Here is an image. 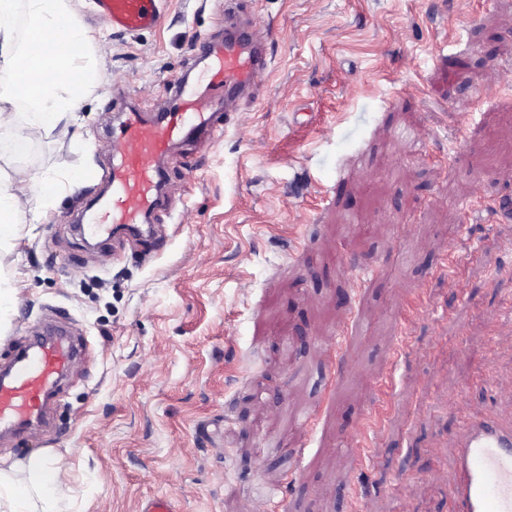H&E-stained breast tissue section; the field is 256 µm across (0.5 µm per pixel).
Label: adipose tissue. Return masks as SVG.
Returning a JSON list of instances; mask_svg holds the SVG:
<instances>
[{"label":"adipose tissue","mask_w":512,"mask_h":512,"mask_svg":"<svg viewBox=\"0 0 512 512\" xmlns=\"http://www.w3.org/2000/svg\"><path fill=\"white\" fill-rule=\"evenodd\" d=\"M22 7L29 35L19 44L14 30ZM92 41L90 30L75 19L74 0H0V132L12 127L19 109L48 131L68 122L97 82L95 68L75 64ZM83 179L79 171L60 182L20 169L1 180L0 247L15 237L24 215L52 207L64 184ZM69 466L66 456L56 454L24 464L22 483L0 477V512H61L67 492L58 476Z\"/></svg>","instance_id":"obj_1"}]
</instances>
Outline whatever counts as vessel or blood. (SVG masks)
I'll return each mask as SVG.
<instances>
[{
	"label": "vessel or blood",
	"instance_id": "b4317fda",
	"mask_svg": "<svg viewBox=\"0 0 512 512\" xmlns=\"http://www.w3.org/2000/svg\"><path fill=\"white\" fill-rule=\"evenodd\" d=\"M101 16L126 31L153 28L163 21L159 0H96ZM271 29L243 24L233 11L224 13V46L201 41L194 56L211 60L210 83L223 98L225 111L254 97L258 78L269 67ZM177 109L168 118L150 120L130 111L113 135L108 176L110 206L93 221L96 229L116 224L132 227L159 205L162 180L158 164L186 128L206 125L205 101L176 88ZM75 356L65 338L36 341L0 382V429L18 433L42 418L49 397ZM457 479L448 497L458 512H512V425L495 414L474 413L460 428L455 450Z\"/></svg>",
	"mask_w": 512,
	"mask_h": 512
}]
</instances>
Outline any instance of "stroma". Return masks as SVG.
Here are the masks:
<instances>
[{
    "label": "stroma",
    "mask_w": 512,
    "mask_h": 512,
    "mask_svg": "<svg viewBox=\"0 0 512 512\" xmlns=\"http://www.w3.org/2000/svg\"><path fill=\"white\" fill-rule=\"evenodd\" d=\"M225 0H162L155 29L101 31L98 82L68 126L18 112L14 169L96 180L0 248V365L65 317L89 343L44 424L0 435V469L64 454L70 512H454L460 422L512 417V0H237L270 26L255 98L210 107L211 135L163 163L151 234L79 229L121 115L172 110L197 38L224 39ZM167 246L154 251L155 236ZM452 256L456 275L443 266ZM423 292L424 310L407 319ZM365 334L329 340L339 321ZM309 338L299 347L298 333ZM313 414L309 428L292 419ZM360 431L367 453L344 439Z\"/></svg>",
    "instance_id": "35a3bbf8"
}]
</instances>
